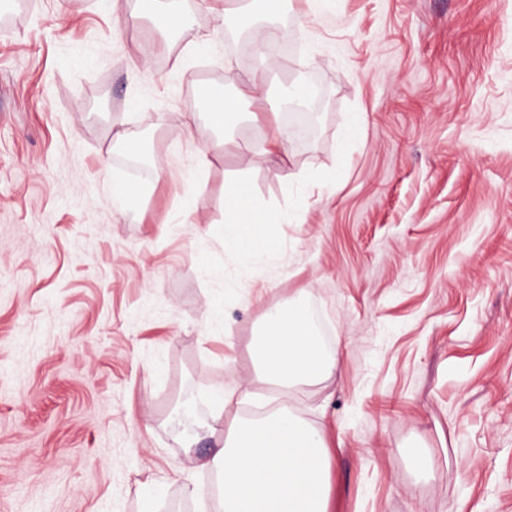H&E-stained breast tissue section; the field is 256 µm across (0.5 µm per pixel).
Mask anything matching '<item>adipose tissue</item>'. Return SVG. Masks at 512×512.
I'll return each instance as SVG.
<instances>
[{"mask_svg":"<svg viewBox=\"0 0 512 512\" xmlns=\"http://www.w3.org/2000/svg\"><path fill=\"white\" fill-rule=\"evenodd\" d=\"M260 91L256 81H237L233 94L213 89L207 117L217 130L236 119L243 102ZM263 216L247 193L243 178L224 182V250L243 263L270 262L279 255L276 242L261 234ZM256 376L291 387L329 379L337 358L323 349L307 309L300 303L273 307L263 329L249 345ZM248 386L232 382L214 389L210 410L198 429L223 435L211 457L194 459L196 468L215 473L223 512H328L331 455L325 436L290 410L279 409L253 419L226 420L232 405L250 403Z\"/></svg>","mask_w":512,"mask_h":512,"instance_id":"ef3b65f1","label":"adipose tissue"}]
</instances>
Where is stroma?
Wrapping results in <instances>:
<instances>
[{"label":"stroma","mask_w":512,"mask_h":512,"mask_svg":"<svg viewBox=\"0 0 512 512\" xmlns=\"http://www.w3.org/2000/svg\"><path fill=\"white\" fill-rule=\"evenodd\" d=\"M224 2L182 0L192 27L146 62L153 0H0V512H142L150 487L218 512L172 416L234 381L325 433L329 512H512V0H275L291 51L262 58ZM229 60L312 87L286 168L240 169L257 100L199 171L218 133L189 81ZM238 174L275 263L224 252ZM298 300L340 362L287 393L248 345Z\"/></svg>","instance_id":"1"}]
</instances>
